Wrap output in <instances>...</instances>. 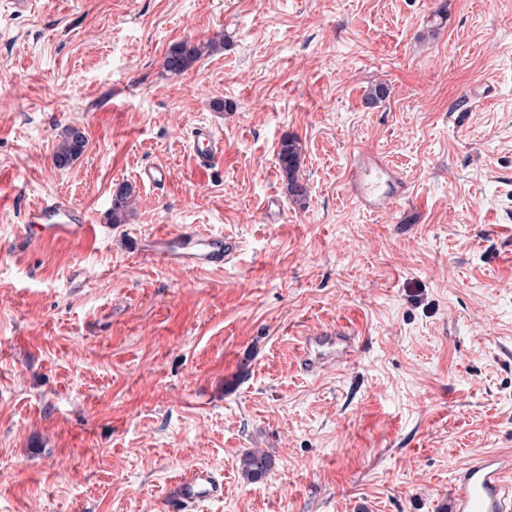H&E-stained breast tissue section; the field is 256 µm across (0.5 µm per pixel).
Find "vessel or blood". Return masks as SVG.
<instances>
[{
  "instance_id": "vessel-or-blood-1",
  "label": "vessel or blood",
  "mask_w": 512,
  "mask_h": 512,
  "mask_svg": "<svg viewBox=\"0 0 512 512\" xmlns=\"http://www.w3.org/2000/svg\"><path fill=\"white\" fill-rule=\"evenodd\" d=\"M189 151L196 167L211 166L222 151L221 140L208 124H196L190 133ZM347 189L362 210L379 213L410 196L409 180L380 153L357 149L348 162ZM27 229L40 241L59 238L83 240L97 233L85 212L59 198L43 200L28 208ZM140 251L162 263L194 270L222 268L236 258L238 238L203 235L192 228L171 235L161 233L140 243ZM353 353L345 330H325L303 337L302 369L317 375L340 366ZM224 495V479L215 472L189 468L172 484L164 501L165 512H196L199 504ZM450 512H512V452L483 450L470 455L456 471L449 492Z\"/></svg>"
}]
</instances>
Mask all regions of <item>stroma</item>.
Listing matches in <instances>:
<instances>
[{"label": "stroma", "mask_w": 512, "mask_h": 512, "mask_svg": "<svg viewBox=\"0 0 512 512\" xmlns=\"http://www.w3.org/2000/svg\"><path fill=\"white\" fill-rule=\"evenodd\" d=\"M200 122L223 146L204 170ZM72 125L87 145L60 168ZM356 147L410 200L358 207ZM151 163L169 182L113 223L114 184ZM52 196L96 239L21 242ZM186 225L239 237L236 261L132 247ZM336 327L354 356L302 371V336ZM254 448L273 465L248 484ZM482 449L512 451V0H0V512H162L192 467L224 478L200 512H446ZM220 43L217 38L207 39L205 41L184 40L174 45L167 53L164 59L165 71L173 77H177L188 70L203 55L216 49ZM189 151L200 169L211 166L221 154V140L216 131L206 123L196 124L190 133ZM87 143L85 132L77 126H68L59 135L56 143L53 162L57 167L70 165L85 150ZM302 148L299 141L294 138H284L281 141L277 154L278 165L286 183V189L291 199L303 204L306 198V185L299 180ZM271 465V457L261 450L248 451L239 461L241 475L247 483L264 480L271 470Z\"/></svg>", "instance_id": "obj_1"}]
</instances>
